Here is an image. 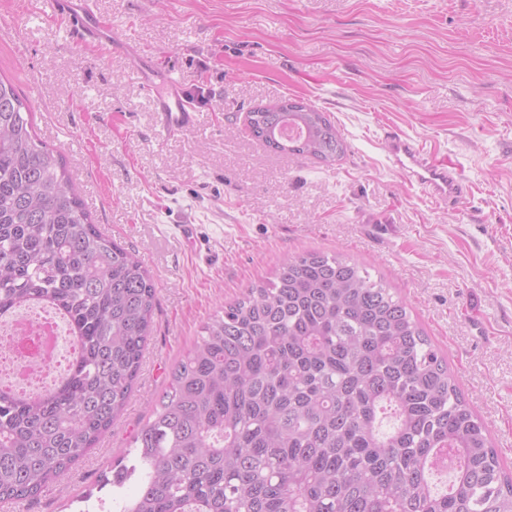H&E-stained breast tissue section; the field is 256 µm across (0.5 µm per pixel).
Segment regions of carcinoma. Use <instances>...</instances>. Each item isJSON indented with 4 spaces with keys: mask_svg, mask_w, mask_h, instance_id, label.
Returning <instances> with one entry per match:
<instances>
[{
    "mask_svg": "<svg viewBox=\"0 0 512 512\" xmlns=\"http://www.w3.org/2000/svg\"><path fill=\"white\" fill-rule=\"evenodd\" d=\"M248 128L327 165L346 151L310 103L258 108ZM155 297L0 79V315L48 307L78 347L51 392L0 383L1 503L63 480L112 427ZM448 471L441 491L433 477ZM103 485L111 512H512V476L406 303L319 252L284 258L206 323Z\"/></svg>",
    "mask_w": 512,
    "mask_h": 512,
    "instance_id": "1",
    "label": "carcinoma"
}]
</instances>
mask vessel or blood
Here are the masks:
<instances>
[{
	"instance_id": "b4317fda",
	"label": "vessel or blood",
	"mask_w": 512,
	"mask_h": 512,
	"mask_svg": "<svg viewBox=\"0 0 512 512\" xmlns=\"http://www.w3.org/2000/svg\"><path fill=\"white\" fill-rule=\"evenodd\" d=\"M39 10L49 21L66 18L69 35L80 42L108 44L112 41L111 30L98 20L88 0H40ZM155 109V128L167 138L197 122V114L181 83L172 77L168 78L165 90L156 94ZM386 147L393 164L436 202L447 204L466 193L467 186L452 165L436 160L411 140L391 134L386 139Z\"/></svg>"
}]
</instances>
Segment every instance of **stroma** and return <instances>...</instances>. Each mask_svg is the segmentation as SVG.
Listing matches in <instances>:
<instances>
[{"label": "stroma", "mask_w": 512, "mask_h": 512, "mask_svg": "<svg viewBox=\"0 0 512 512\" xmlns=\"http://www.w3.org/2000/svg\"><path fill=\"white\" fill-rule=\"evenodd\" d=\"M38 8L0 0V15L26 18L0 39V77L96 224L149 270L156 300L121 417L63 481L0 512H79L82 495H104L204 323L311 251L349 256L408 303L512 470V0H95L154 82L173 75L189 95L197 125L169 140L133 60L71 42ZM288 98L328 115L340 160L250 135L248 112ZM390 132L455 163L467 194L431 202L390 161Z\"/></svg>", "instance_id": "1"}]
</instances>
